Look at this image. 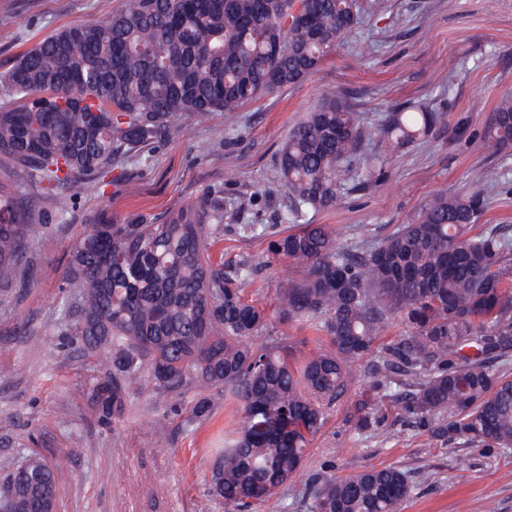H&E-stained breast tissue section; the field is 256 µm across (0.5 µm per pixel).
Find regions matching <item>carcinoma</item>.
Segmentation results:
<instances>
[{"label": "carcinoma", "instance_id": "cac0c4a2", "mask_svg": "<svg viewBox=\"0 0 512 512\" xmlns=\"http://www.w3.org/2000/svg\"><path fill=\"white\" fill-rule=\"evenodd\" d=\"M360 0H123L102 21L73 23L0 74V156L22 166L64 215L101 192L112 169L176 123H204L263 93L301 82L360 25ZM448 125L424 105L393 107L368 130L330 90L296 123L278 156L281 187L300 229L268 252L303 266L279 288V319L308 325L328 345L302 359L269 335L266 310L248 298L255 267L224 270L210 257L224 235V189L159 223L101 216L70 248L66 279L77 313L66 322L98 354L105 380L91 399L123 413L129 391L224 392L240 415L212 467L210 493L229 508L272 501L303 465L330 405L357 366L400 319L407 331L383 349L377 372L412 377L410 411L444 423L450 439L512 450V378L485 365L512 344V241L474 229L478 190L434 197L393 235L355 254L328 224H304L346 189L387 179V160ZM484 145L512 147V99L495 108ZM42 224L29 221L18 188L0 182V294L23 286L21 262ZM9 512H43L53 471L31 456L12 473ZM411 489L394 468L336 479L315 476L316 512H401Z\"/></svg>", "mask_w": 512, "mask_h": 512}]
</instances>
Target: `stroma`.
Here are the masks:
<instances>
[{
    "label": "stroma",
    "instance_id": "1",
    "mask_svg": "<svg viewBox=\"0 0 512 512\" xmlns=\"http://www.w3.org/2000/svg\"><path fill=\"white\" fill-rule=\"evenodd\" d=\"M354 38L343 41L302 82L214 113L203 126L184 123L146 147L150 160L114 169L104 192L77 197L66 216L30 185L35 223L48 230L32 244L24 288L0 301V484L28 450L53 470L56 512H225L209 493L212 466L234 411L208 392L212 410L197 417L198 393L132 391L118 418H104L88 398L102 378L97 358L78 341H64L65 301L76 291L64 277L69 243L101 214L116 220L158 219L213 187L224 189V234L215 262L258 266L247 296L264 307L272 335L295 356L325 344L311 327L280 321L282 266L268 252L272 236L288 231L290 205L277 173L289 130L338 87L365 125L388 106L420 103L447 113L434 130L388 162L381 184L345 191L333 207L311 211L310 224H332L339 247L361 251L409 223L436 194L470 189L473 170L496 169L481 185L487 208L479 230L512 238V149L489 154L483 134L501 100L512 98V0H361ZM118 0H0V72L34 44L82 20L106 19ZM235 180H227V173ZM253 209H235L239 197ZM330 409L310 442L303 467L274 502L242 512H315L314 475L342 478L371 468L403 471L412 494L403 512H512V450L448 438L436 421L409 413L405 388L374 371Z\"/></svg>",
    "mask_w": 512,
    "mask_h": 512
}]
</instances>
